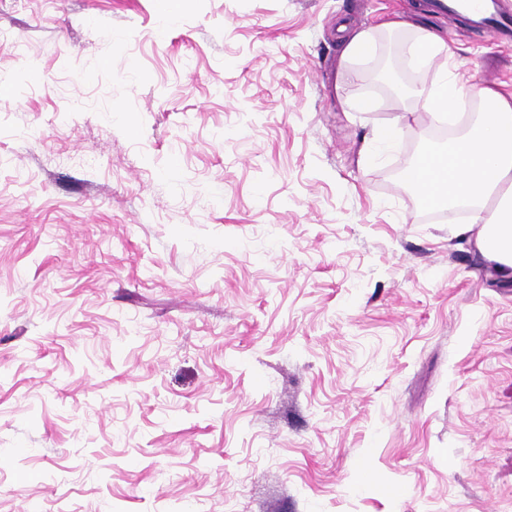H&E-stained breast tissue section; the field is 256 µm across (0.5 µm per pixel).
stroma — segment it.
<instances>
[{"mask_svg": "<svg viewBox=\"0 0 512 512\" xmlns=\"http://www.w3.org/2000/svg\"><path fill=\"white\" fill-rule=\"evenodd\" d=\"M416 19L512 92L427 0H0V512H512V280L400 180ZM375 48L372 30L362 29L354 32L344 46L342 58L348 64L370 56Z\"/></svg>", "mask_w": 512, "mask_h": 512, "instance_id": "stroma-1", "label": "stroma"}]
</instances>
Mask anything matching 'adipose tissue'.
<instances>
[{
  "instance_id": "ef3b65f1",
  "label": "adipose tissue",
  "mask_w": 512,
  "mask_h": 512,
  "mask_svg": "<svg viewBox=\"0 0 512 512\" xmlns=\"http://www.w3.org/2000/svg\"><path fill=\"white\" fill-rule=\"evenodd\" d=\"M486 111L474 114L448 148L428 152L405 170L402 182L424 199L468 210L458 230L502 278L512 279V94L476 89Z\"/></svg>"
}]
</instances>
